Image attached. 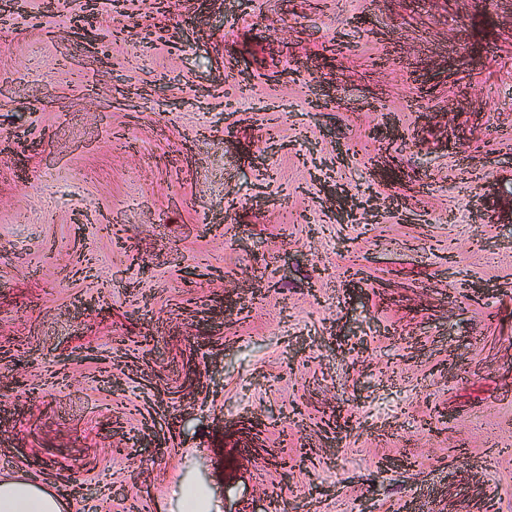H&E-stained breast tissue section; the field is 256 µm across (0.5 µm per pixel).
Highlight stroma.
Segmentation results:
<instances>
[{
    "mask_svg": "<svg viewBox=\"0 0 512 512\" xmlns=\"http://www.w3.org/2000/svg\"><path fill=\"white\" fill-rule=\"evenodd\" d=\"M47 2L0 0V473L512 512V0Z\"/></svg>",
    "mask_w": 512,
    "mask_h": 512,
    "instance_id": "stroma-1",
    "label": "stroma"
}]
</instances>
